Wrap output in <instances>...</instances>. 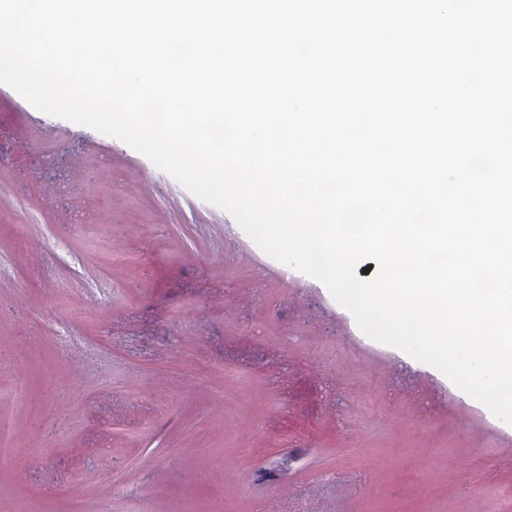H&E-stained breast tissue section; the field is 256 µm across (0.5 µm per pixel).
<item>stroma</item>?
I'll use <instances>...</instances> for the list:
<instances>
[{
  "label": "stroma",
  "instance_id": "35a3bbf8",
  "mask_svg": "<svg viewBox=\"0 0 512 512\" xmlns=\"http://www.w3.org/2000/svg\"><path fill=\"white\" fill-rule=\"evenodd\" d=\"M0 421V512H512V425L1 84Z\"/></svg>",
  "mask_w": 512,
  "mask_h": 512
}]
</instances>
